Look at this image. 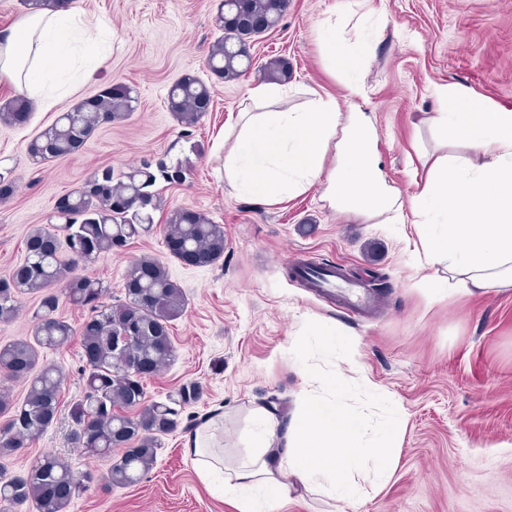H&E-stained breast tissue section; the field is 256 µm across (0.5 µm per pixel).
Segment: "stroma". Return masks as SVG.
<instances>
[{
    "mask_svg": "<svg viewBox=\"0 0 512 512\" xmlns=\"http://www.w3.org/2000/svg\"><path fill=\"white\" fill-rule=\"evenodd\" d=\"M71 2L112 37L104 64L74 77L50 106L32 112L26 126L0 124V172H10L17 185L0 203V277L23 259L27 234L49 224L57 200L82 187L92 171L120 172L162 158L191 169L185 183H159L163 210L204 213L223 225L226 249L214 265L186 267L167 256L157 227L125 252L77 269L101 280L107 302L114 303L124 297L132 261L149 255L165 261L188 299L172 324L176 357L146 379L145 389L149 399L161 401L195 382L201 398L186 408L175 432L160 438L156 462L141 482L107 487L110 459L86 458L70 442L69 409L84 395L76 340L40 354L41 363L63 374L56 423L31 447L0 457V466L21 473L52 452L75 473L92 472L68 512H237L197 475L184 452L186 437L224 410L225 454L233 460L248 445L251 407L265 405L289 420L303 387L302 321L316 316L359 342L363 375L406 415L394 474L385 486L369 489L359 512H512V291L430 298L417 282L438 271L418 266L413 211H406L405 223L390 224L334 209L322 201L320 182L261 205L228 187L215 156L219 130L234 124L248 90L264 81L259 64L280 57L291 67L289 106L328 94L343 115L368 117L381 175L410 202L436 157L467 153L432 129L434 86H461L491 108L512 111V0H288L281 24L251 39L255 65L234 81L216 80L206 67L221 35V0ZM329 24L346 37L374 40L358 78L333 69L323 55L320 35ZM187 73L213 88L210 112L188 131L166 103L170 85ZM354 80L361 86L357 95L348 89ZM110 83L135 90L134 112L102 125L75 155L30 160V140ZM296 254L340 265L359 283L387 275L391 290L375 309L348 315L339 301L291 277L287 260Z\"/></svg>",
    "mask_w": 512,
    "mask_h": 512,
    "instance_id": "obj_1",
    "label": "stroma"
}]
</instances>
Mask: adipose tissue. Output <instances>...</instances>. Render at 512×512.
I'll return each mask as SVG.
<instances>
[{
    "mask_svg": "<svg viewBox=\"0 0 512 512\" xmlns=\"http://www.w3.org/2000/svg\"><path fill=\"white\" fill-rule=\"evenodd\" d=\"M109 35V29L67 2L53 10L27 11L0 29V82L36 104H50L65 90V73L101 65V58L88 51ZM322 46L332 67L351 74L372 49L369 38L351 42L332 33L323 37ZM433 95L436 133L454 135L474 157L453 169L436 162L413 198L423 216L417 229L425 261L447 272L425 280L426 291L433 299L447 295L453 285L469 295L512 291V112L490 109L460 87L438 86ZM248 99L251 106L242 111L235 142L224 154V179L231 189L272 204L322 180V198L329 205L401 217L400 195L380 179L373 132L360 117H342L329 96L304 108L288 106L285 90L273 84L250 88ZM332 144L338 160L328 170L324 162ZM302 329L321 348L343 342L345 365L337 370L306 365L305 387L288 427H281L274 411L255 407L249 450L231 464L220 446L223 414L186 438V454L198 474L206 480L219 477L218 491L238 512H278L295 485L325 490L344 512H357L362 482L382 485L393 473L403 410L385 400L384 416L373 421L349 407L344 398L353 389L380 394L359 374L357 345L342 339L332 324L308 318Z\"/></svg>",
    "mask_w": 512,
    "mask_h": 512,
    "instance_id": "obj_1",
    "label": "adipose tissue"
}]
</instances>
